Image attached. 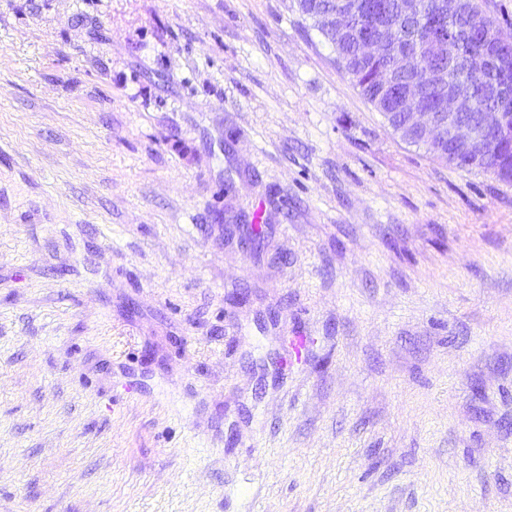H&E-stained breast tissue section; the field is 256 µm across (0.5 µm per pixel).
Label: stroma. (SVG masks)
<instances>
[{
  "mask_svg": "<svg viewBox=\"0 0 512 512\" xmlns=\"http://www.w3.org/2000/svg\"><path fill=\"white\" fill-rule=\"evenodd\" d=\"M0 512H512V181L296 0H0Z\"/></svg>",
  "mask_w": 512,
  "mask_h": 512,
  "instance_id": "obj_1",
  "label": "stroma"
}]
</instances>
